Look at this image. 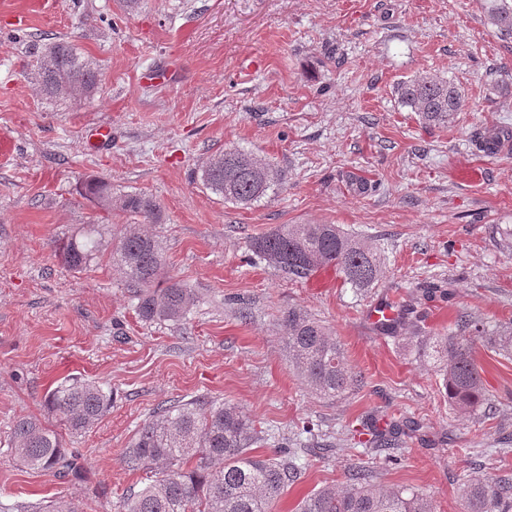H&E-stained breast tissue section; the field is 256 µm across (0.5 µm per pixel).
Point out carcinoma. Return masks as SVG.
Returning a JSON list of instances; mask_svg holds the SVG:
<instances>
[{"instance_id": "carcinoma-1", "label": "carcinoma", "mask_w": 512, "mask_h": 512, "mask_svg": "<svg viewBox=\"0 0 512 512\" xmlns=\"http://www.w3.org/2000/svg\"><path fill=\"white\" fill-rule=\"evenodd\" d=\"M484 21L503 40L512 39V0H479ZM39 90L48 101L91 99L101 88L99 69L75 43L59 40L36 51ZM394 93L402 107L429 128H446L467 107L461 89L445 77L418 74L400 81ZM202 187L226 204L250 208L279 192L283 171L253 152L237 147L209 157L199 168ZM84 194L98 207H114L134 219L105 241L95 225L60 240L57 253L71 271L83 270L108 252L112 265L136 289V310L149 323H178L197 302L187 285L163 276V245L136 219L155 224L160 207L142 194L112 198V182L94 176ZM253 254L293 278L306 279L324 265H334L343 283L356 291L372 287L383 273L380 248L344 231L337 224H283L251 241ZM407 324L409 340L428 349L439 362L442 387L452 409L472 415L480 406L492 409L475 355L472 338L502 356L512 357V324L494 331L472 314L462 313L457 336H432L424 316L410 321L405 313L386 325L389 331ZM283 342L289 367L315 395L333 400L357 389L361 378L344 362L341 344L330 330L306 311L290 308L282 316ZM50 413L70 434L82 433L111 408L112 392L97 381L66 378L45 397ZM411 427L390 417L365 418L353 435L369 436L364 445L395 458L400 438ZM265 435L242 408L201 398L160 405L137 432L123 459L133 472L159 470V477L125 494L120 512H272L288 485L302 472L298 451L285 448L268 458L253 454ZM10 452L22 466L62 477L79 470L77 455L63 446L57 430L37 418L13 426ZM464 512H512V476L474 477L460 486ZM297 512H435L431 500L410 488L373 482V468L356 464L346 485L326 486L306 496Z\"/></svg>"}]
</instances>
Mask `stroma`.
Listing matches in <instances>:
<instances>
[{"label":"stroma","instance_id":"obj_1","mask_svg":"<svg viewBox=\"0 0 512 512\" xmlns=\"http://www.w3.org/2000/svg\"><path fill=\"white\" fill-rule=\"evenodd\" d=\"M25 2L0 0V135L16 144L0 156V512H118L147 478L126 468L124 449L157 405L197 397L243 408L268 436L263 453L301 443V477L274 512L345 483L355 463L373 465L376 484L422 492L436 512H463L464 478L512 474V360L472 341L496 412L463 418L435 363L366 319L389 298L427 310L442 336L464 312L490 329L512 323V159L476 149L484 128L512 130V42L475 0H140L130 14L116 0H50L21 26ZM58 38L100 70L95 99L37 94L30 46ZM172 57L169 79L141 81ZM420 73L447 77L468 99L447 129L422 128L394 95ZM101 125L112 143L90 150ZM232 147L276 164L284 188L249 209L203 189L196 170ZM471 165L482 180L459 182ZM91 176L108 178L113 196L159 203L164 274L197 296L184 321L142 322L108 257L79 272L56 257L57 241L84 225L107 236L129 221L86 198ZM281 224H338L373 241L382 277L361 294L321 290L249 261L250 241ZM291 307L330 328L359 390L328 401L289 368L279 324ZM68 377L113 394L91 429L66 440L80 476L20 468L13 425L54 424L45 395ZM376 410L420 426L399 463H374L346 437Z\"/></svg>","mask_w":512,"mask_h":512}]
</instances>
